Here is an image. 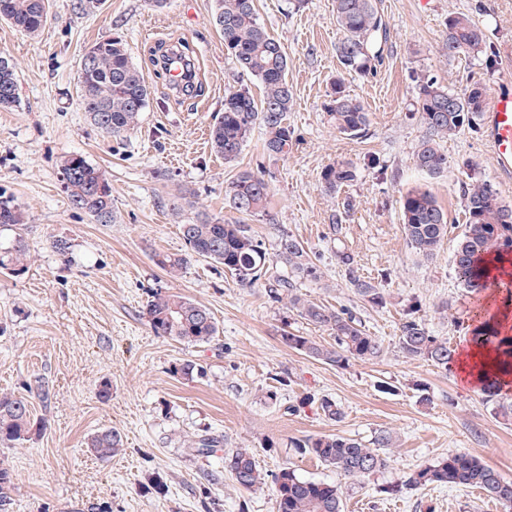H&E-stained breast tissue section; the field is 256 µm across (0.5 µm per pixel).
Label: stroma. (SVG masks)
Wrapping results in <instances>:
<instances>
[{
	"label": "stroma",
	"instance_id": "35a3bbf8",
	"mask_svg": "<svg viewBox=\"0 0 512 512\" xmlns=\"http://www.w3.org/2000/svg\"><path fill=\"white\" fill-rule=\"evenodd\" d=\"M79 0H50L38 36L0 21V54L19 72L18 102L0 110V193L27 216L18 233L33 261L14 276L0 272V391L28 398L43 424L28 441L0 447V463L14 473L10 512H274L271 488L248 491L221 468L217 456H199L186 443L207 432L224 450L249 448L263 470L290 467L302 478L335 483L344 512H508L479 489L429 486L392 497L386 486L418 468L465 451L512 481V420L498 415L479 391L453 371L403 356L399 327L409 309L451 346L468 344L474 297L461 288L451 256L466 222L461 188L491 182L512 203V181L496 174L486 128L462 130L442 149L448 172L432 178L414 161L425 134L415 110V78L436 77L455 91L481 83L493 94L512 87V0H376L388 24L384 60L375 75L345 79L347 91L370 114L364 137L340 135L324 104L339 74L341 33L334 0H307L289 11L287 0H256L261 22L288 53L293 102L288 123L296 142L284 157L262 149L253 132L235 162L210 142L224 110V92L244 82L224 50L212 15L215 0H104L92 14ZM469 14L485 33L487 51L448 57L444 32L450 14ZM121 37L150 85L138 127L107 139L91 124L77 97L82 56L93 42ZM181 39L192 52L203 93L182 100L154 78L150 47ZM80 154L106 171L113 220L97 223L75 209L64 190L60 161ZM376 158L369 167L368 158ZM352 160L357 178L336 194L321 172ZM264 172L270 185L266 215L241 217L224 197L242 171ZM429 189L448 213L449 231L432 259L408 246L400 197ZM350 211H343V203ZM344 212L331 235L333 214ZM203 213L221 222L245 221L272 259L266 277L246 287L222 266L192 259L179 278L166 276L152 252H185L180 224ZM297 238L320 275L292 277L276 260L281 235ZM70 244L58 256L53 239ZM349 253L362 278L387 274V303L374 307L358 296L337 252ZM293 278L312 301L350 310L381 343L374 361L333 366L289 348L283 335L330 343L287 302L271 301L270 279ZM168 289L206 306L218 334L187 346L154 335L144 314L153 291ZM190 360L203 374L173 375ZM110 383L108 400L98 397ZM276 389V401L265 393ZM329 396L343 417L330 421L315 400ZM116 428L123 450L107 461L85 446L97 431ZM388 430L396 437L382 473L347 478L294 441L340 435L370 442Z\"/></svg>",
	"mask_w": 512,
	"mask_h": 512
}]
</instances>
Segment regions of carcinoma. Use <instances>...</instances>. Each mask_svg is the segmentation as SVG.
I'll list each match as a JSON object with an SVG mask.
<instances>
[{
  "label": "carcinoma",
  "instance_id": "cac0c4a2",
  "mask_svg": "<svg viewBox=\"0 0 512 512\" xmlns=\"http://www.w3.org/2000/svg\"><path fill=\"white\" fill-rule=\"evenodd\" d=\"M48 0H0V20L7 21L27 34L37 33L48 17ZM336 25L342 33L337 46L341 71L362 77L376 74L380 58L377 35L383 22L375 0H334ZM216 29L224 36V49L242 77L257 81L262 98H255L246 88H230L224 93V112L210 133L212 149L232 162L240 154L255 127L264 131V148L270 155L288 153L294 143V131L288 125L293 93L288 82V54L282 43L259 21L254 0H216L213 14ZM448 57L471 54L486 48V34L470 15L459 12L448 16L445 32ZM87 62L80 65L78 92L80 104L91 123L105 137H121L134 130L142 112L149 104L150 87L145 74L132 61L119 37L101 38L86 52ZM177 59L183 70L179 93L196 90L189 47L173 41L154 50L156 75H167V64ZM19 79L12 64L0 57V108L17 102ZM415 99L420 121L426 133L416 153V166L430 176L448 170V155L440 143L462 129H477L483 112L485 92L474 83L459 93L436 79L423 75L416 80ZM329 122L345 136L360 137L369 125L364 104L346 92L343 79L331 87L324 105ZM64 189L72 206L92 216L101 224L112 219L111 187L104 171L81 155L65 157L61 162ZM357 177L356 166L349 161H336L321 172L327 191L336 193ZM225 194L230 207L245 216L266 212L270 186L260 172L244 171L230 182ZM466 224L452 256V265L460 285L472 294H479L493 280L485 259H500L512 251V206L503 202L497 190L487 181L476 180L463 187ZM404 232L413 252L421 259L435 255L448 236V214L435 196L422 189L407 191L400 198ZM25 223L24 212L8 198L0 196V228ZM187 246L184 254L155 251L151 260L169 277L183 273L190 258L207 259L224 267L243 286L260 280L270 261L266 249L253 235L249 225L221 223L199 215L180 225ZM276 257L299 277L315 278L318 268L304 246L290 235L280 237ZM31 260L30 246L18 236L10 245L0 247V271L16 276L26 273ZM336 260L348 272L351 283L361 299L372 306L386 304L385 289L355 275L353 258L339 252ZM274 302L288 298L298 316L333 335V342L324 345L307 336L287 334L283 339L289 347L330 365L342 366L351 359L374 360L383 355L376 337L362 329L360 321L349 310L335 311L307 299L294 285L279 279L267 290ZM145 315L156 336L170 338L186 345L207 344L218 333L216 321L208 308L187 297L158 290L150 296ZM494 345L499 364L512 366V336L498 335L491 319L481 318L471 330L470 341ZM400 352L413 360H424L438 367L455 361L456 351L448 340L432 334L425 323L408 314L399 327ZM500 385L492 374H484L480 391L486 400L496 404L503 418L512 419V402L497 400ZM318 409L325 418L338 421L343 412L335 400L323 396ZM34 428L30 401L13 393H0V445L12 447L28 440ZM121 433L115 429L95 434L88 443L90 451L102 460L123 450ZM188 447L202 456H210L220 441L200 435ZM309 455L336 468L346 477L357 478L387 469L390 457L384 452L394 447L391 432L380 431L365 444L339 435H321L294 443ZM224 469L245 490H256L267 484V473L260 467L249 448H236L224 454ZM500 474L479 458L465 452H450L433 464L421 467L404 480L384 489L389 495H401L428 485L474 487L489 497L512 508V483L500 486ZM275 512H343L339 486L324 481L299 477L289 467L272 475ZM14 475L0 463V512H9Z\"/></svg>",
  "mask_w": 512,
  "mask_h": 512
}]
</instances>
